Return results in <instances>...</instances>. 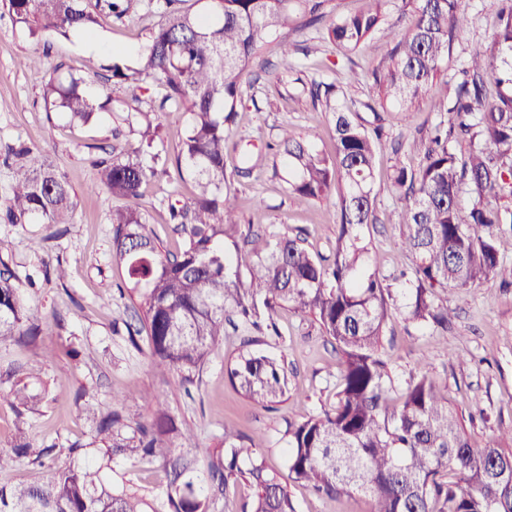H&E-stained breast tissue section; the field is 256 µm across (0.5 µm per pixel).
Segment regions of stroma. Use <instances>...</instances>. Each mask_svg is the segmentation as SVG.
<instances>
[{"label":"stroma","instance_id":"obj_1","mask_svg":"<svg viewBox=\"0 0 512 512\" xmlns=\"http://www.w3.org/2000/svg\"><path fill=\"white\" fill-rule=\"evenodd\" d=\"M463 5L469 25L453 42L440 74L415 111L387 108L376 114L369 109L377 92L365 74L387 61L392 44L385 39L366 41L350 57L331 47L310 59L298 54L294 60L299 67L291 80L278 85L255 83L250 99L240 106L233 134L240 151L260 152L276 140L284 122L299 133L317 129L316 149L331 151L333 116L313 104L303 87L320 74L345 87L352 69L363 73L364 79L356 88L345 87L337 102L354 112L358 122L369 127L381 121L392 134L430 127L438 120L433 102L453 98L459 72L472 50L488 45L496 27L494 0H463ZM161 13L157 0H140L122 23L102 18L97 33L107 49L93 57L103 62L110 53L139 49L147 39L148 25L159 21ZM33 53L41 57L46 71L62 75L84 74L90 57L75 38L56 37L48 45L37 44L0 7V159L8 148L19 145L45 150L65 173L74 202L68 224L8 223L5 200L12 169L0 162V269L13 273L22 298L42 315L34 340L0 344V371L19 368L28 376L29 391L41 397L35 409L22 417L9 402L0 403V448L21 438L33 449L54 451L49 468L35 470L22 459L0 471V484L40 482L54 467L97 461L96 428L87 420L85 407L94 406L101 416L117 410L130 424H146L152 419V406L125 400L124 395L131 390L162 391L170 414L176 422L190 424L199 447L216 445L228 426L258 439V456L287 486L297 512H368L369 501L360 493L337 499L313 494L295 481L288 463V425L332 409L337 401L339 356L313 315L280 310L278 335L251 344L254 351L285 358L294 371L283 402L270 409L240 395L225 374L227 363L244 348L243 329L225 325L223 342L191 383L152 356L146 336L130 340L126 326L137 318L131 300L119 293L126 274L112 252V212L125 202L104 189L88 192L87 185L97 162L111 161L137 147L140 137L131 132L121 112H102L82 124L48 111L40 78L17 65L18 58ZM188 128L187 113L161 115L155 149L168 162L142 185L137 201L144 222L172 252L183 248L184 239L168 222V202H188L194 191L192 178L174 162ZM393 163L390 153L380 154L374 179L378 221L365 230L379 270L387 277L410 264L399 249L400 229L390 221L402 205L390 190ZM234 185L243 223L259 232L302 235L310 251L331 256L337 232L336 195L299 202L288 191L287 162L274 156L266 158L257 178H238ZM34 241L40 242V249H31ZM58 265L66 269L65 278L55 276ZM441 299L454 312L446 335L406 321L398 310L388 323L380 349L388 382L395 388L388 407L396 409L398 388L425 370L462 414L473 447L504 440L512 433V285L492 280L467 291L442 293ZM76 446L87 448V455L73 454ZM104 475L113 486L140 489L151 500L163 497L169 483L160 463L134 465L120 456L113 458Z\"/></svg>","mask_w":512,"mask_h":512}]
</instances>
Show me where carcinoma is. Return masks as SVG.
Here are the masks:
<instances>
[{"label":"carcinoma","mask_w":512,"mask_h":512,"mask_svg":"<svg viewBox=\"0 0 512 512\" xmlns=\"http://www.w3.org/2000/svg\"><path fill=\"white\" fill-rule=\"evenodd\" d=\"M139 0H0L14 23L36 42L79 35L92 39L103 16L122 20ZM164 0L162 19L149 32L130 67L115 52L104 69L114 85L153 80L165 87L159 103L144 111L129 108L130 121L141 127L139 147L112 162L96 164L94 192L104 188L133 200L154 171L137 159L152 147L159 114L172 109L190 115L189 133L176 157L178 167L193 178L196 192L189 203L169 206L171 223L186 236L179 254L163 249L133 207L112 212L114 258L124 266L126 290L137 308L152 356L178 369L190 381L200 373L219 342L224 320L233 309L240 325L258 334H278L274 314L289 307L315 316L340 355L336 406L288 424V460L295 479L317 493L337 497L351 492L367 496L370 512H512L511 443L471 447L462 420L437 382L422 374L407 382L398 408L384 407L386 365L379 356L392 309L438 333L448 332V306L439 294L468 290L491 280L512 284V264L496 248L491 227L512 231V0H498L499 27L492 44L471 55L449 101L435 104L439 120L429 132L421 164L395 165L390 188L404 198L395 212L402 229L400 248L411 255L410 273L394 288L379 274L363 230L376 223L374 162L390 148H404L402 136L384 137L382 127L368 130L350 113L334 105L333 83L314 80L310 96L334 113V156L311 143L315 134L294 133L280 125L277 152L286 157L288 190L301 201L337 194L336 248L332 257L311 253L300 235L267 237L244 229L238 216L234 177L250 176L254 162L226 173L229 134L236 123L245 76L253 59L280 28L295 22L302 31L332 15V0ZM366 9L330 21L318 43L297 48L278 44L283 68L272 72L277 83L294 71L293 51L308 58L329 43L353 53L370 37L394 43L390 63L372 72L380 106L411 112L437 77L468 15L461 0H401L391 18V0H365ZM408 21V32L397 29ZM18 66L44 82V100L73 121L89 122L111 103L107 88L96 84V62L86 74L63 77L43 71L41 58L25 57ZM504 73L491 93L485 73ZM471 142L462 159L449 139ZM7 199L11 220L68 224L73 201L65 175L39 148L17 152ZM468 212L462 214V195ZM249 247L245 263L233 259L230 244ZM9 269L0 270V342H22L38 334V313L12 284ZM225 372L242 394L267 407L288 391V366L259 352H247ZM0 399L29 409L32 397L19 379ZM125 400H145L155 407L150 425L131 427L113 411L97 421L104 456H122L133 463L160 460L169 470L166 494L145 509L136 489L115 491L105 480L104 465L87 462L57 470L41 484L0 485V512H212L231 477L255 490L251 512H296L288 490L255 456V441L231 429L213 448H187L189 428H179L166 408V397L130 393ZM50 448L35 451L19 442L0 451V470L15 459L43 465Z\"/></svg>","instance_id":"1"}]
</instances>
